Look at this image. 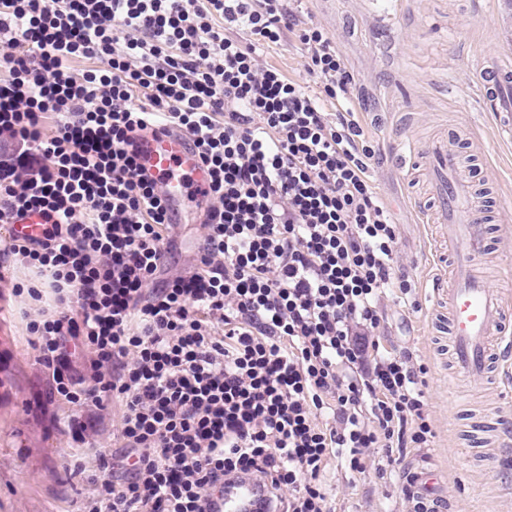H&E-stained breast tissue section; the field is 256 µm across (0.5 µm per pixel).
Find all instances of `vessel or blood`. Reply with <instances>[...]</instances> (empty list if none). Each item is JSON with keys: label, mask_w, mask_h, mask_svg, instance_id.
<instances>
[{"label": "vessel or blood", "mask_w": 512, "mask_h": 512, "mask_svg": "<svg viewBox=\"0 0 512 512\" xmlns=\"http://www.w3.org/2000/svg\"><path fill=\"white\" fill-rule=\"evenodd\" d=\"M482 104L495 113L501 134L512 139V64H495L480 74ZM139 162L164 187L172 223L180 221L187 189L197 199L209 190L204 167L179 138L163 132L137 141ZM428 180L439 199V223L448 227V261L454 286L448 292L446 325L449 362L455 373L473 377L490 365L512 362V305L481 274L477 262L486 250L481 211L473 185L459 177V158L448 145L430 149ZM13 235L21 242L44 239L42 219L28 215L15 219ZM259 492L251 480H239L224 489V512H255Z\"/></svg>", "instance_id": "obj_1"}]
</instances>
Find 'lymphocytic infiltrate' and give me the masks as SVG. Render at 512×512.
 I'll return each mask as SVG.
<instances>
[{
	"label": "lymphocytic infiltrate",
	"mask_w": 512,
	"mask_h": 512,
	"mask_svg": "<svg viewBox=\"0 0 512 512\" xmlns=\"http://www.w3.org/2000/svg\"><path fill=\"white\" fill-rule=\"evenodd\" d=\"M301 2L0 0V281L31 273L13 288L37 307L26 331L70 408L62 432L85 444L121 410L114 447L62 463L84 483L76 512H218L246 477L266 512H336L331 467L365 473L377 451L382 478L432 443L426 367L381 342L385 299L417 303L356 80ZM287 36L316 91L267 63ZM156 128L210 181L175 275L164 190L135 150ZM29 212L45 240L7 241Z\"/></svg>",
	"instance_id": "lymphocytic-infiltrate-1"
}]
</instances>
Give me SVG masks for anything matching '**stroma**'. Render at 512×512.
<instances>
[{
	"instance_id": "obj_1",
	"label": "stroma",
	"mask_w": 512,
	"mask_h": 512,
	"mask_svg": "<svg viewBox=\"0 0 512 512\" xmlns=\"http://www.w3.org/2000/svg\"><path fill=\"white\" fill-rule=\"evenodd\" d=\"M305 19L333 38L357 80L354 95L381 158L371 175L391 208L400 233L401 260L420 303L408 313L388 300L391 328L385 344L410 348L428 368L426 398L436 437L404 461L417 475L437 474V494L450 512H512V436L497 430L512 414V387L452 376L446 339L431 313L437 277L435 249L443 231L418 202L426 190L424 155L447 142L461 157L460 174L483 194L490 249L482 262L494 288L512 298V142L483 111L482 68L512 62V0H303ZM0 282V512H68L77 491L65 484L62 459L89 447L112 445L119 411L108 407L88 447L77 448L59 429L69 407L48 399L51 372L28 345L18 311L27 296ZM337 512H403L397 479L337 471L330 480Z\"/></svg>"
}]
</instances>
